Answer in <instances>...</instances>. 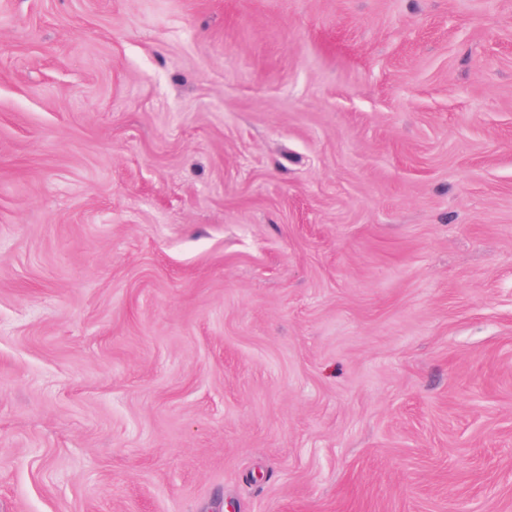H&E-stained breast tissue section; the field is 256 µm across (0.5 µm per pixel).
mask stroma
Returning a JSON list of instances; mask_svg holds the SVG:
<instances>
[{
  "label": "stroma",
  "instance_id": "obj_1",
  "mask_svg": "<svg viewBox=\"0 0 512 512\" xmlns=\"http://www.w3.org/2000/svg\"><path fill=\"white\" fill-rule=\"evenodd\" d=\"M0 512H512V0H0Z\"/></svg>",
  "mask_w": 512,
  "mask_h": 512
}]
</instances>
